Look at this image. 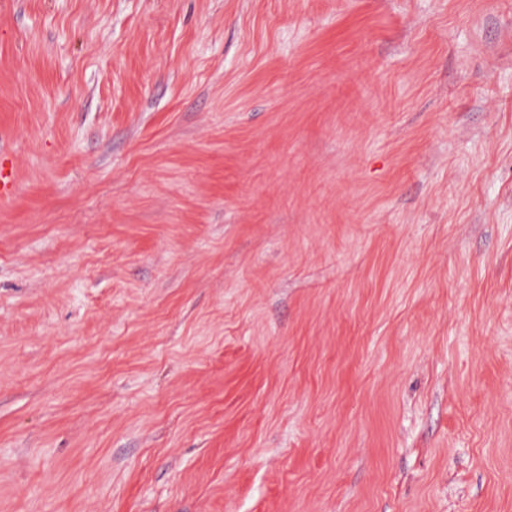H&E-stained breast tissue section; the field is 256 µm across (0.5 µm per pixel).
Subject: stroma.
<instances>
[{
	"label": "stroma",
	"instance_id": "1",
	"mask_svg": "<svg viewBox=\"0 0 512 512\" xmlns=\"http://www.w3.org/2000/svg\"><path fill=\"white\" fill-rule=\"evenodd\" d=\"M0 512H512V0H0Z\"/></svg>",
	"mask_w": 512,
	"mask_h": 512
}]
</instances>
